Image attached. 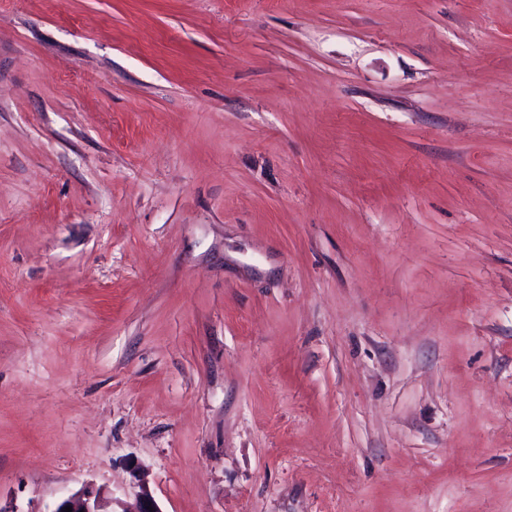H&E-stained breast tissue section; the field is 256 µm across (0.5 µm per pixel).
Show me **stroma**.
<instances>
[{"label": "stroma", "instance_id": "stroma-1", "mask_svg": "<svg viewBox=\"0 0 512 512\" xmlns=\"http://www.w3.org/2000/svg\"><path fill=\"white\" fill-rule=\"evenodd\" d=\"M512 512V0H0V502ZM105 491L93 485H84L78 490L70 492L61 498L52 510L44 512H64V508L71 506L72 512H105L101 510V502L104 498Z\"/></svg>", "mask_w": 512, "mask_h": 512}]
</instances>
